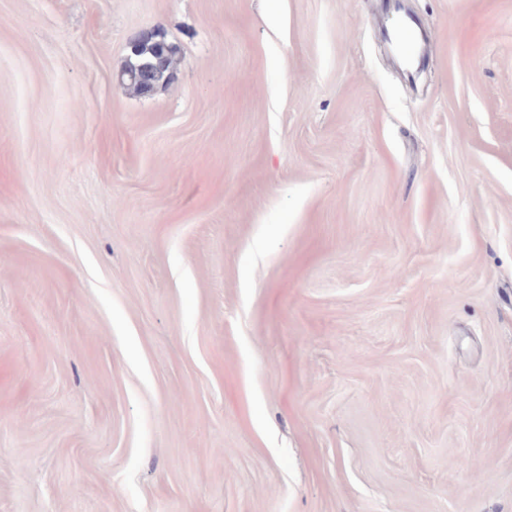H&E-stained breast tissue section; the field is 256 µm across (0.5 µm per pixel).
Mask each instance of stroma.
<instances>
[{
  "label": "stroma",
  "mask_w": 512,
  "mask_h": 512,
  "mask_svg": "<svg viewBox=\"0 0 512 512\" xmlns=\"http://www.w3.org/2000/svg\"><path fill=\"white\" fill-rule=\"evenodd\" d=\"M382 4L0 0V512H512V0ZM155 54L156 48L152 43L141 44L135 52L130 53L119 74L128 89L139 94L151 91L143 84L141 75L153 67Z\"/></svg>",
  "instance_id": "1"
}]
</instances>
